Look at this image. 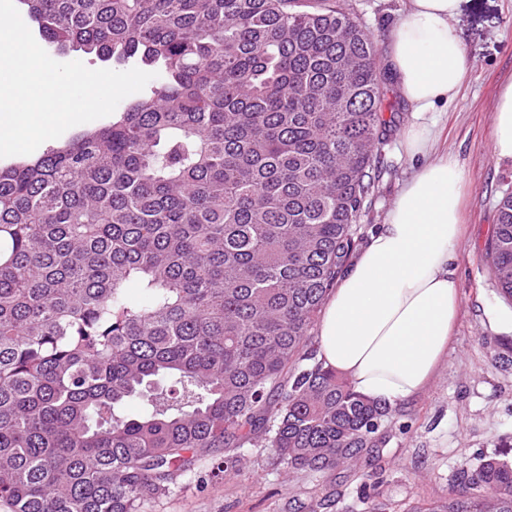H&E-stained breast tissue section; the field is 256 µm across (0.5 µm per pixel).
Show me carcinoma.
Listing matches in <instances>:
<instances>
[{
    "instance_id": "carcinoma-1",
    "label": "carcinoma",
    "mask_w": 512,
    "mask_h": 512,
    "mask_svg": "<svg viewBox=\"0 0 512 512\" xmlns=\"http://www.w3.org/2000/svg\"><path fill=\"white\" fill-rule=\"evenodd\" d=\"M22 3L58 53L164 75L0 167V502L147 512L247 443L291 472L379 458L389 407L313 344L390 130L375 36L339 0ZM497 212L485 261L511 302V193ZM454 482L411 512H512L506 455ZM112 116L109 115L107 117H104V118H100V119H97L95 121H92V122H89V123H85V124H81V125H77V126H74L70 129H68L62 136H60L59 138H56V139H52V140H48V141H45L44 143H42L33 153L29 154V155H16V156H10V157H4V158H0V165H6V164H11V163H14L16 161H20V160H24V159H30V158H33V157H36V156H39L40 154H42L48 147L52 146V145H57L58 143H62L64 141H67L69 138H71L74 134L80 132V131H83V130H87V129H92V128H96V127H99L101 126L102 124H104L106 121L109 120V118Z\"/></svg>"
}]
</instances>
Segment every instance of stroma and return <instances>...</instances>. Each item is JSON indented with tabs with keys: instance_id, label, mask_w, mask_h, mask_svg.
<instances>
[{
	"instance_id": "stroma-1",
	"label": "stroma",
	"mask_w": 512,
	"mask_h": 512,
	"mask_svg": "<svg viewBox=\"0 0 512 512\" xmlns=\"http://www.w3.org/2000/svg\"><path fill=\"white\" fill-rule=\"evenodd\" d=\"M410 0H341L342 7L371 31L378 51ZM471 62L455 100L434 113L438 138L433 151L457 162L463 191V233L457 246L455 280L460 310L448 354L429 387L392 406L381 427L386 445L371 470L324 475L291 474L273 465L271 449L245 446L238 474L201 481V460L171 493L148 512H371L390 504L393 512L447 497L452 479L478 453L512 454V302L500 296L488 275L485 245L497 222V203L512 191V160L490 148L497 96L512 80V0H461L452 21ZM388 99L396 106L372 204L356 225L359 239L383 223L412 163L401 145L411 113L396 84ZM337 497L329 510L325 495Z\"/></svg>"
}]
</instances>
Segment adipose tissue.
<instances>
[{
	"instance_id": "ef3b65f1",
	"label": "adipose tissue",
	"mask_w": 512,
	"mask_h": 512,
	"mask_svg": "<svg viewBox=\"0 0 512 512\" xmlns=\"http://www.w3.org/2000/svg\"><path fill=\"white\" fill-rule=\"evenodd\" d=\"M460 0H411L388 38L412 112L402 146L416 170L325 302L318 357L353 390L395 405L424 391L441 364L460 300L450 264L461 232L455 160L428 159L430 113L453 100L470 68L451 21ZM491 150L512 159V82L502 90Z\"/></svg>"
}]
</instances>
